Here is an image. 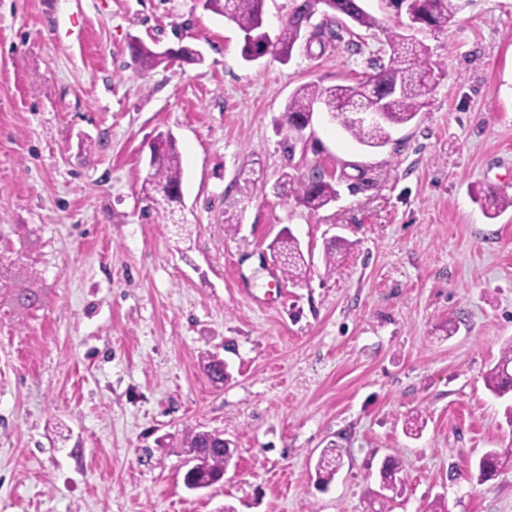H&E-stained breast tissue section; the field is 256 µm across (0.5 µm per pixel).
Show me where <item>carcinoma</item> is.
<instances>
[{
  "mask_svg": "<svg viewBox=\"0 0 512 512\" xmlns=\"http://www.w3.org/2000/svg\"><path fill=\"white\" fill-rule=\"evenodd\" d=\"M266 0H205L203 7L234 24L242 34V57L250 58L265 49H270L283 62L291 59L293 50L300 42L299 34L303 25L316 12L327 15V22L317 27L315 43L320 48L332 40L342 39L339 31L331 28L330 22L345 20L366 29L377 26V19L369 14L362 0H291L288 18L282 23L274 39L264 43L257 28L265 20ZM407 13L414 16L422 29L440 31L448 25V19L456 9L455 0H406ZM388 59L370 57L367 64L376 70L375 95L386 98L383 121L380 125L367 127L355 123L351 111L370 103V95L362 90L359 83L322 87L316 83L300 86L289 98L285 107V122L288 127V155H294L297 144L306 150L308 140L304 131L311 126L315 109L321 107L332 120L338 122L357 142L368 147H381L390 138L389 129L412 121L426 104L435 82V74L426 57V48L414 38H407L396 31L387 35ZM134 62L143 70H151L177 58L183 61L196 60V52L179 46L175 55L163 56L141 42L130 45ZM182 169L175 142L171 136L161 137L152 147V163L143 179L146 198L159 206L162 219H173L172 204L180 201ZM279 188L288 193L305 207L318 210L336 199V188L326 178L319 165L315 164L297 173L284 174ZM484 214L489 219L512 207V197L490 191L477 195ZM270 249L279 257V264L288 278L298 281L303 277L307 265L300 244L293 232L283 229ZM204 370L216 385L224 384L229 378L224 360L212 355L206 358ZM486 386L491 393L502 398L512 393V343L502 352L495 366L486 377ZM184 447L195 451L190 466L183 476L186 487H208L224 478V471L230 465L233 452L230 441L218 432L192 429L184 438ZM512 458V448L502 451L487 450L476 464L477 481L489 480L498 468ZM343 460L337 448H326L319 457L315 473L317 484L328 487L336 476L337 464Z\"/></svg>",
  "mask_w": 512,
  "mask_h": 512,
  "instance_id": "cac0c4a2",
  "label": "carcinoma"
}]
</instances>
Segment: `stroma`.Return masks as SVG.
Returning <instances> with one entry per match:
<instances>
[{"label": "stroma", "mask_w": 512, "mask_h": 512, "mask_svg": "<svg viewBox=\"0 0 512 512\" xmlns=\"http://www.w3.org/2000/svg\"><path fill=\"white\" fill-rule=\"evenodd\" d=\"M420 31L436 83L370 149L313 116L338 197L279 195L285 105L300 86L370 76L407 16L364 0L378 27L244 61L233 24L199 0H0V512H512V446L484 378L512 341V0H457ZM201 58L141 71L131 39ZM172 134L184 223L141 184ZM312 263L293 284L283 228ZM351 249L336 271L326 242ZM231 374L212 384L203 361ZM421 417L419 438L405 423ZM231 440L234 465L183 483L186 432ZM340 448L328 490L321 451ZM398 481L378 503L379 468ZM476 202L480 204L489 219H495L501 212L512 207L511 196L493 191L485 193L484 196L478 193ZM480 462L476 464L477 481L489 480L494 473L500 469L508 459L512 458V448H506L502 452L496 448L487 450L481 456Z\"/></svg>", "instance_id": "obj_1"}]
</instances>
